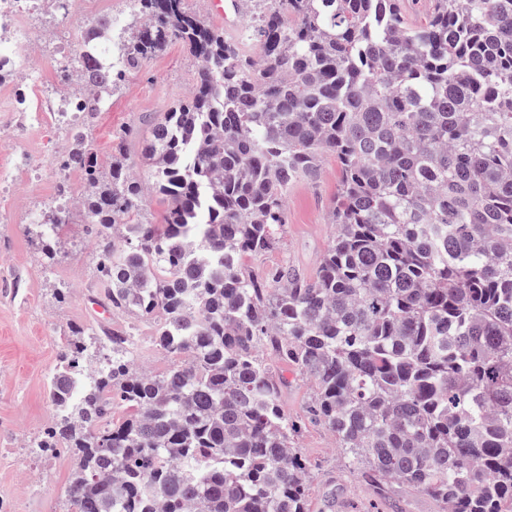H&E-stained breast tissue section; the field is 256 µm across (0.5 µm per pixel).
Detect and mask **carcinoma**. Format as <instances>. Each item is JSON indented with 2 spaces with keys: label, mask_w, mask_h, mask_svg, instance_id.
Masks as SVG:
<instances>
[{
  "label": "carcinoma",
  "mask_w": 512,
  "mask_h": 512,
  "mask_svg": "<svg viewBox=\"0 0 512 512\" xmlns=\"http://www.w3.org/2000/svg\"><path fill=\"white\" fill-rule=\"evenodd\" d=\"M121 59L82 47L94 121L117 85L170 42L201 62L177 106L145 119L149 183L118 143L92 150L81 211L104 305L156 317L163 376L136 368L131 331L88 373L84 326L48 379L38 448L73 459L71 512H309L316 480L282 407L291 368L370 484L440 512H512V0H249L257 56L184 0H128ZM336 157L332 242L315 274L250 258L279 242L288 190ZM167 202L142 220L146 191ZM65 219L40 231L44 259Z\"/></svg>",
  "instance_id": "cac0c4a2"
}]
</instances>
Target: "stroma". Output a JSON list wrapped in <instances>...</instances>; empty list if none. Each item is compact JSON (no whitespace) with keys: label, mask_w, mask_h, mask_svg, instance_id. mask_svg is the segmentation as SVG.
<instances>
[{"label":"stroma","mask_w":512,"mask_h":512,"mask_svg":"<svg viewBox=\"0 0 512 512\" xmlns=\"http://www.w3.org/2000/svg\"><path fill=\"white\" fill-rule=\"evenodd\" d=\"M112 15L132 26L127 0H70L59 17L65 48H43L45 79H52L63 55L73 54L82 36L98 18ZM199 63L181 44L174 42L121 83L112 104L97 122L79 123L82 140L99 155L111 158V140L124 136L128 165L141 168V150L146 128L143 115L166 110L192 91ZM67 131L52 124L29 127L25 135L0 142V173L13 171L14 203L0 212V512H64L73 460L66 448L48 451L35 443L55 415L46 398V383L57 365L62 344L74 326L101 332L129 329L138 339L133 356L152 374L168 371L175 358L153 342L155 322L126 314H98L92 298L101 285L96 279L95 244L73 212L56 242L52 267L41 262L40 225L57 217L58 179L68 181L74 194L85 189L83 177L74 171L60 178L42 177L44 163H61L67 153L61 143ZM29 154L27 168L14 167L16 153ZM339 170L336 159L325 156L317 181H302L288 193L287 222L280 241L271 252L252 259L262 272L289 261L307 273H315L329 245L334 226L329 211L336 195ZM68 286L66 298H58L59 286ZM312 397L309 382L293 381L283 392V407L300 425L298 445L311 462L319 488L310 512H439V506L424 494L400 486L378 491L351 469L336 446L335 437L312 424L306 407Z\"/></svg>","instance_id":"obj_1"}]
</instances>
